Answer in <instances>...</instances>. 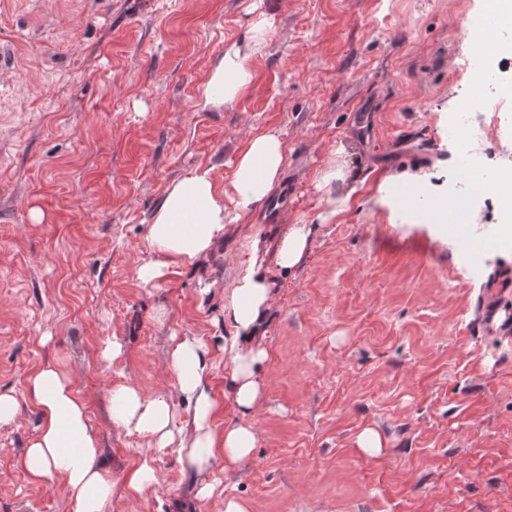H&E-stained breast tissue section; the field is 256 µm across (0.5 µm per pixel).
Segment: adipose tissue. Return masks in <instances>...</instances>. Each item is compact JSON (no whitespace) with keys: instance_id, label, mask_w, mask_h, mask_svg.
Masks as SVG:
<instances>
[{"instance_id":"adipose-tissue-1","label":"adipose tissue","mask_w":512,"mask_h":512,"mask_svg":"<svg viewBox=\"0 0 512 512\" xmlns=\"http://www.w3.org/2000/svg\"><path fill=\"white\" fill-rule=\"evenodd\" d=\"M251 80L245 55L239 48H229L208 77L205 101L232 103ZM283 163L284 144L278 134L252 139L234 162L231 186L236 210L232 213L226 210L224 192L207 169H195L171 183L151 216L148 243L153 257L139 267V280L154 284L174 263L205 258L225 224L235 222L237 214L269 196L281 177ZM311 238L310 225H293L276 250V264L288 272L301 266L310 253ZM262 252L260 240H253L250 262L224 305V324L230 330L224 339L227 387L239 416L237 423L225 427L223 433L214 431L215 402L206 381V353L196 339L187 336L174 344L169 364L179 395L192 406L188 426L180 425L169 397H148L128 386L114 388L111 394L113 426L147 437L154 447L176 449L184 468L200 477L197 493L201 496L214 491L203 476L216 457H223L225 472L232 473L251 457L257 444L250 418L262 400L260 370L268 353L260 338L272 297ZM30 391L43 424L26 450L27 470L36 477L61 476L74 512H104L112 497V477L95 465L97 442L70 377L45 365L32 377Z\"/></svg>"}]
</instances>
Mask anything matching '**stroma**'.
I'll return each instance as SVG.
<instances>
[{"label": "stroma", "mask_w": 512, "mask_h": 512, "mask_svg": "<svg viewBox=\"0 0 512 512\" xmlns=\"http://www.w3.org/2000/svg\"><path fill=\"white\" fill-rule=\"evenodd\" d=\"M487 13V0H0V393L18 402L0 426V512H74L60 477L24 465L42 424L29 381L48 362L112 472L105 512H224L228 495L253 512H512V247L465 262L474 233L404 207L424 190L447 202L462 151L484 179L512 167L508 75L473 62L464 34ZM233 45L252 81L205 105ZM476 83L471 126L449 132ZM267 132L285 145L272 213L251 207L206 258L141 283L166 187L199 167L227 187L235 154ZM331 168L347 178L326 189ZM295 224L312 225L311 255L267 266L258 444L233 475L216 460L219 491L198 497L175 449L113 427L112 390L174 397L187 422L169 355L189 336L207 352L216 432L236 421L224 304L252 241L276 247ZM368 428L372 455L357 444ZM146 456L158 486L128 491Z\"/></svg>", "instance_id": "obj_1"}]
</instances>
